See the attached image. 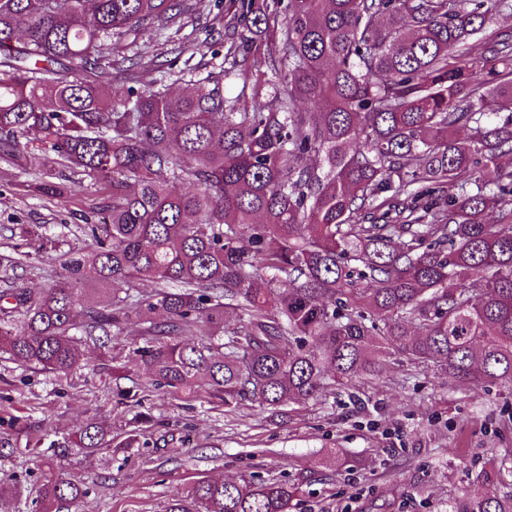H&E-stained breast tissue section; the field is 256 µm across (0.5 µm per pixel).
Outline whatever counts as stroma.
Returning a JSON list of instances; mask_svg holds the SVG:
<instances>
[{"label":"stroma","instance_id":"obj_1","mask_svg":"<svg viewBox=\"0 0 512 512\" xmlns=\"http://www.w3.org/2000/svg\"><path fill=\"white\" fill-rule=\"evenodd\" d=\"M209 14L188 17L181 29L137 49L113 53L106 73L121 88L119 72L130 56L170 58L197 36ZM62 175L65 201L41 196L38 182ZM106 196L102 184L40 150L0 158V270L17 253L31 255L9 279L23 288L57 284L60 263L42 261L80 248L86 216ZM138 324L112 343L111 370L52 373L0 358V480L22 484L21 498L0 499V512H31L46 467L26 454L31 432L44 444L62 441L91 419L112 441L111 451L88 455L64 449L68 472L89 489L79 512H165L173 495L192 483L242 475L305 480L294 512H448L465 495L512 494V395L438 374L405 357L391 358L375 380L328 389L287 414L244 402L234 411L154 387L130 353ZM137 391L148 420L119 397Z\"/></svg>","mask_w":512,"mask_h":512}]
</instances>
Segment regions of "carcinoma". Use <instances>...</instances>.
<instances>
[{"mask_svg": "<svg viewBox=\"0 0 512 512\" xmlns=\"http://www.w3.org/2000/svg\"><path fill=\"white\" fill-rule=\"evenodd\" d=\"M199 4L0 0V155L45 146L111 188L64 282L0 290V352L69 373L135 318L155 385L229 410L282 414L394 355L512 393V31L490 27L512 0H215L196 50L224 44V61L187 92L164 89L174 60L148 84L136 60L120 93L100 80L112 49ZM88 269L118 300L85 303ZM144 280L153 294L130 293ZM106 446L93 419L64 441ZM46 466L36 512H71L87 490ZM300 492L201 480L166 512H293ZM450 512H512V495Z\"/></svg>", "mask_w": 512, "mask_h": 512, "instance_id": "cac0c4a2", "label": "carcinoma"}]
</instances>
